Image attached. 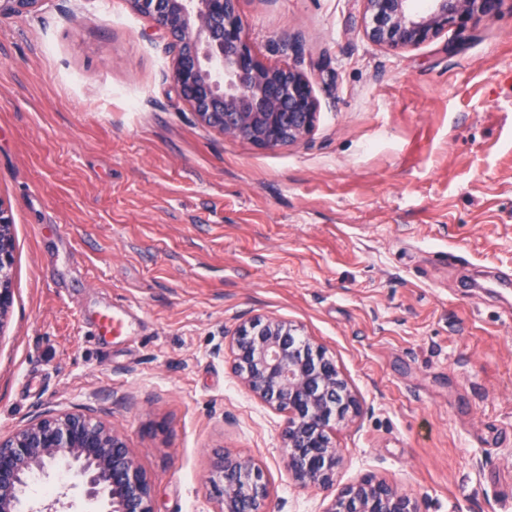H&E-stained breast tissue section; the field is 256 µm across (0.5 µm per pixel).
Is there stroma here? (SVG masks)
Here are the masks:
<instances>
[{"instance_id":"35a3bbf8","label":"stroma","mask_w":512,"mask_h":512,"mask_svg":"<svg viewBox=\"0 0 512 512\" xmlns=\"http://www.w3.org/2000/svg\"><path fill=\"white\" fill-rule=\"evenodd\" d=\"M255 51L308 75L300 143L201 125L168 39L125 0L0 20V202L13 304L0 435L81 410L126 437L155 512H213V452L250 457L274 512H326L282 463V417L227 355L257 315L322 346L364 403L337 487L422 512H512V0L418 47L372 44L363 0H239ZM122 334L93 336L101 314ZM326 512H419L414 497L385 479L366 476L335 494Z\"/></svg>"}]
</instances>
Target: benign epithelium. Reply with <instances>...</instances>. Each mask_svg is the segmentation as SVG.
Instances as JSON below:
<instances>
[{"label": "benign epithelium", "mask_w": 512, "mask_h": 512, "mask_svg": "<svg viewBox=\"0 0 512 512\" xmlns=\"http://www.w3.org/2000/svg\"><path fill=\"white\" fill-rule=\"evenodd\" d=\"M43 0H0V18L28 14ZM238 0H126L167 36L170 75L187 109L205 127L273 149L296 144L312 131L319 101L299 69L271 63L251 45ZM364 32L372 43L410 49L453 28L464 31L496 14L503 0H364ZM14 261L12 219L0 203V318L10 309ZM241 385L283 416V464L303 488L331 490L341 449L336 424L361 411V403L324 348L301 340L276 317L240 324L229 344ZM63 462L72 483L44 512L71 509L68 491L80 486L97 512H154L150 480L123 434L82 411L45 413L0 437V512H20L30 485L50 464ZM207 495L215 512H271L262 467L249 457L215 452ZM327 512H419L414 497L384 479L366 476L342 488Z\"/></svg>", "instance_id": "obj_1"}]
</instances>
